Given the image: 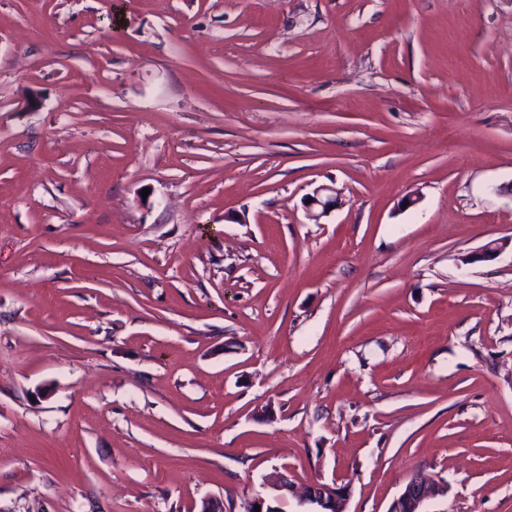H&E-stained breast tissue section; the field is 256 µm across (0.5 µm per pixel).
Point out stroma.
<instances>
[{
	"label": "stroma",
	"instance_id": "35a3bbf8",
	"mask_svg": "<svg viewBox=\"0 0 512 512\" xmlns=\"http://www.w3.org/2000/svg\"><path fill=\"white\" fill-rule=\"evenodd\" d=\"M419 471L512 512V0H0V512ZM336 191L327 186H318L313 190V194L308 197L311 203H308V216L317 221L321 217L326 216L329 210L336 205Z\"/></svg>",
	"mask_w": 512,
	"mask_h": 512
}]
</instances>
